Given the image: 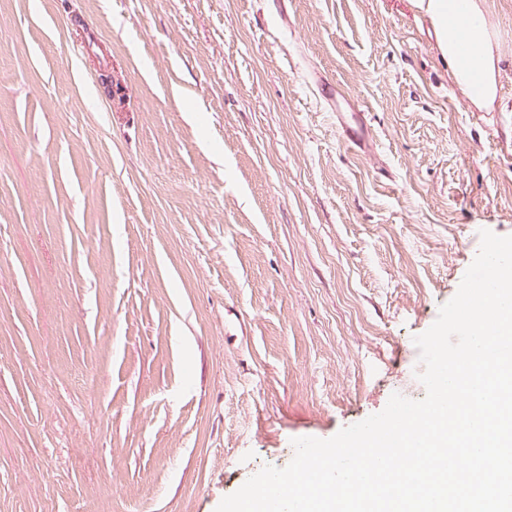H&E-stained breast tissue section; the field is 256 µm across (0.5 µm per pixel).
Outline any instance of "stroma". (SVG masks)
I'll return each instance as SVG.
<instances>
[{
  "instance_id": "35a3bbf8",
  "label": "stroma",
  "mask_w": 512,
  "mask_h": 512,
  "mask_svg": "<svg viewBox=\"0 0 512 512\" xmlns=\"http://www.w3.org/2000/svg\"><path fill=\"white\" fill-rule=\"evenodd\" d=\"M486 5L480 109L411 0H0V512H215L425 397L415 337L512 235Z\"/></svg>"
}]
</instances>
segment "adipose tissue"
Masks as SVG:
<instances>
[{
  "mask_svg": "<svg viewBox=\"0 0 512 512\" xmlns=\"http://www.w3.org/2000/svg\"><path fill=\"white\" fill-rule=\"evenodd\" d=\"M486 0H413L431 25L435 47L447 59L455 87L472 104L491 106L497 96L498 54Z\"/></svg>",
  "mask_w": 512,
  "mask_h": 512,
  "instance_id": "obj_1",
  "label": "adipose tissue"
}]
</instances>
